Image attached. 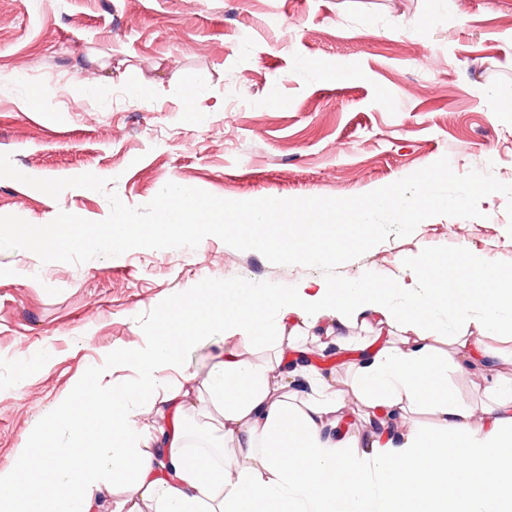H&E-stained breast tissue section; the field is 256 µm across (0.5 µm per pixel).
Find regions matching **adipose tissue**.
<instances>
[{
  "label": "adipose tissue",
  "instance_id": "obj_1",
  "mask_svg": "<svg viewBox=\"0 0 512 512\" xmlns=\"http://www.w3.org/2000/svg\"><path fill=\"white\" fill-rule=\"evenodd\" d=\"M459 279L465 288L452 289ZM447 313L463 328L451 355L436 350ZM265 320L274 355L259 364L244 347ZM322 320L336 326V347L357 322L381 333L348 389L288 366L289 347ZM218 329L236 344L217 355L205 393L190 394L175 378L181 353ZM511 335L512 273L466 248L419 292L370 278L273 291L209 282L163 309L143 349L85 369L28 441L39 462L26 454L0 471V512H100L126 479L127 512H512V386L466 407L447 386L449 367ZM127 364L136 378L113 379ZM299 379L306 390H294ZM349 396L377 424L371 438L337 431ZM142 405L158 419L150 440ZM421 407L438 414L434 432L391 429L389 414Z\"/></svg>",
  "mask_w": 512,
  "mask_h": 512
}]
</instances>
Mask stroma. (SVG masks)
I'll use <instances>...</instances> for the list:
<instances>
[{"instance_id":"stroma-1","label":"stroma","mask_w":512,"mask_h":512,"mask_svg":"<svg viewBox=\"0 0 512 512\" xmlns=\"http://www.w3.org/2000/svg\"><path fill=\"white\" fill-rule=\"evenodd\" d=\"M31 91L38 105L22 111ZM0 153L35 178L110 179L131 207L170 181L229 200L352 197L444 156L512 184V0H0ZM506 204L494 193L481 217L429 218L338 273L405 281V258L451 262L466 246L512 271ZM61 211L100 221L110 204L0 178V215L46 224ZM322 277L214 236L79 265L0 250V470L85 365L143 344L161 306L213 279L286 289ZM223 345L217 330L183 351L190 389ZM495 346L449 368L458 404L512 381V340Z\"/></svg>"}]
</instances>
